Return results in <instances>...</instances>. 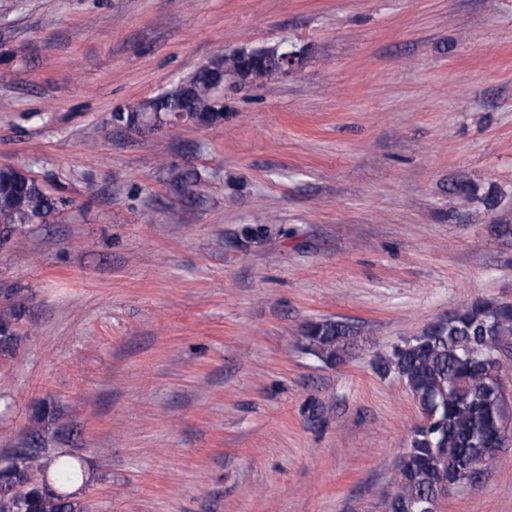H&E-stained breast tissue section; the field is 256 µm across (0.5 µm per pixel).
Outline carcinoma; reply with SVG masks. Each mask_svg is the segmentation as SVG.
<instances>
[{
	"mask_svg": "<svg viewBox=\"0 0 512 512\" xmlns=\"http://www.w3.org/2000/svg\"><path fill=\"white\" fill-rule=\"evenodd\" d=\"M235 60L218 54L178 84L112 115L133 124L158 127L179 108L194 112L204 126L216 124L215 86ZM66 201L49 194L34 178L12 165L0 166V245L27 225L45 222ZM22 309L0 305V360L15 356L22 340ZM311 354L342 365L358 346V331L346 322L320 320L304 330ZM512 339V304L476 301L431 324L395 347L380 369L394 370L427 422L413 433L401 458L399 475L387 498L388 512H416L449 494L448 475L470 481L467 463L491 444L503 447L500 435L504 404L485 357L508 347ZM0 467V512H85L80 492L89 478L72 454L31 453L22 448Z\"/></svg>",
	"mask_w": 512,
	"mask_h": 512,
	"instance_id": "1",
	"label": "carcinoma"
}]
</instances>
